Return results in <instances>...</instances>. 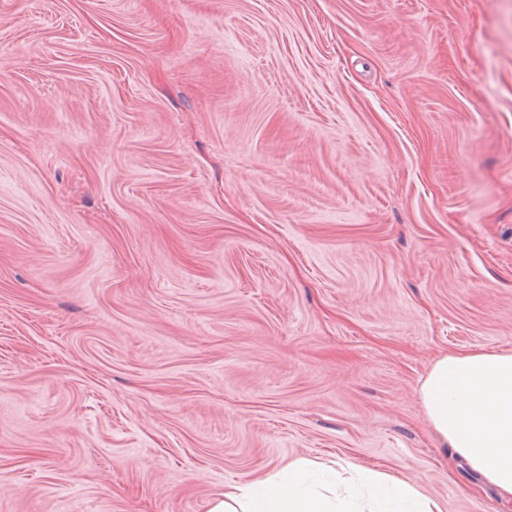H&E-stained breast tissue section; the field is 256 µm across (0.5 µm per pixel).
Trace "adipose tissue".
<instances>
[{
	"mask_svg": "<svg viewBox=\"0 0 512 512\" xmlns=\"http://www.w3.org/2000/svg\"><path fill=\"white\" fill-rule=\"evenodd\" d=\"M425 419L504 503L512 504V351L437 358L419 387ZM207 512H442L417 486L351 463L294 459L260 479L238 482Z\"/></svg>",
	"mask_w": 512,
	"mask_h": 512,
	"instance_id": "obj_1",
	"label": "adipose tissue"
}]
</instances>
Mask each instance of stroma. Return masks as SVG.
Returning <instances> with one entry per match:
<instances>
[{
    "mask_svg": "<svg viewBox=\"0 0 512 512\" xmlns=\"http://www.w3.org/2000/svg\"><path fill=\"white\" fill-rule=\"evenodd\" d=\"M512 350V0H0V512H206L293 459L500 512L419 386Z\"/></svg>",
    "mask_w": 512,
    "mask_h": 512,
    "instance_id": "stroma-1",
    "label": "stroma"
}]
</instances>
